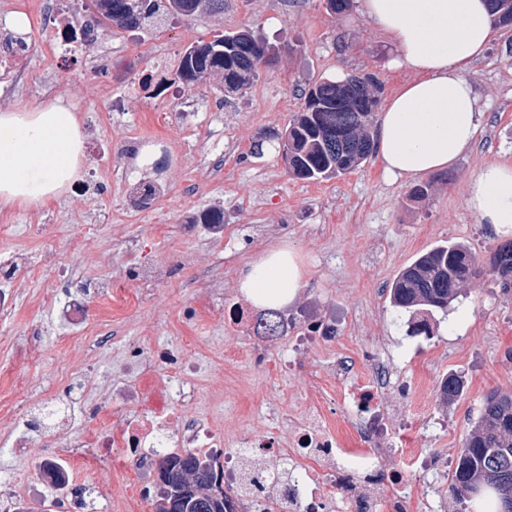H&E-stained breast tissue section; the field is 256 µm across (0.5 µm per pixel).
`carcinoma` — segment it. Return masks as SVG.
<instances>
[{"label": "carcinoma", "instance_id": "obj_1", "mask_svg": "<svg viewBox=\"0 0 512 512\" xmlns=\"http://www.w3.org/2000/svg\"><path fill=\"white\" fill-rule=\"evenodd\" d=\"M101 26L144 29L167 16L192 17L224 12V0H91ZM498 23L512 22V0H491ZM267 49L249 30L217 35L190 46L182 56L178 76L194 85L208 76L224 90L247 87L265 64ZM383 88L374 76L352 73L341 83L324 81L304 96L302 111L287 128L283 157L292 175L323 180L355 169L374 150L371 127ZM488 274L512 286V242L497 247L491 268L479 265L472 250L457 242L440 244L417 257L390 287L393 306L411 315L428 308L448 309L473 279ZM283 315L273 309L260 313L256 331L274 339L283 335ZM462 391L456 376L445 378L440 399L454 401ZM164 486L153 498L154 512H234L233 497L224 493V468L217 459L193 453L165 454L157 462ZM481 484L478 499L496 503V512H512V391H493L483 400L466 434L451 475L450 488L462 502L465 490Z\"/></svg>", "mask_w": 512, "mask_h": 512}]
</instances>
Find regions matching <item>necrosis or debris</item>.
Listing matches in <instances>:
<instances>
[{"label": "necrosis or debris", "mask_w": 512, "mask_h": 512, "mask_svg": "<svg viewBox=\"0 0 512 512\" xmlns=\"http://www.w3.org/2000/svg\"><path fill=\"white\" fill-rule=\"evenodd\" d=\"M123 357L117 405L124 418L115 417L110 395L93 398L85 387L68 383L62 393L48 396L40 416L14 423L9 431L14 447H35L51 433L66 449H115L127 471L141 478L153 470L160 449H215L232 466V479L224 489L239 512H334L338 507L343 512H377L382 505L388 512H406L405 491L383 503L377 500L379 445L388 433L382 407L384 370L351 389L349 424L364 444L355 451L344 446L341 433L322 414L297 421L284 444L225 434L216 420L197 415L184 401L198 365L189 344L156 347L141 341L129 345ZM357 476L366 488H351ZM335 481L350 488L340 504L328 495V485Z\"/></svg>", "instance_id": "1"}]
</instances>
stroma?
I'll return each instance as SVG.
<instances>
[{"mask_svg": "<svg viewBox=\"0 0 512 512\" xmlns=\"http://www.w3.org/2000/svg\"><path fill=\"white\" fill-rule=\"evenodd\" d=\"M30 21L29 78L0 91V109L63 98L76 109L87 150L80 191L45 206L0 209V250L32 264L19 309L0 314V370L13 375L17 405L37 414L61 364L92 392H104L125 346L144 336L158 344L185 339L207 363L195 381V405L226 429L284 441L288 427L277 414L295 421L321 400L347 436L340 394L350 380H369L380 359L393 383L385 405L393 437L378 458L382 475H404L411 512H492L489 501L462 504L449 484L483 398L512 388V288L489 276L473 280L447 311L427 314L429 332L420 336L411 335L409 315L392 306L389 289L404 267L439 244L464 243L486 264L501 243L468 210L466 188L483 164L512 162V26L499 28L469 74L480 130L452 170L395 180L372 155L349 174L305 181L289 174L278 138L308 87L336 69L373 74L388 94L409 78L389 69L392 48L356 8L335 14L325 0H224L223 13L172 17L148 33L99 28L73 60L50 54L54 36L42 15ZM243 28L280 50L248 87L229 94L210 77L188 88L174 82L183 92L177 100L141 90L156 45L178 59L194 43ZM142 144L165 145L159 167L137 165ZM418 183L427 193L410 199ZM147 184L165 192L137 207L133 191ZM213 210L224 214L221 240L194 229ZM86 224L97 225L94 237L84 236ZM279 243L295 251L305 282L284 317L299 330L333 319L338 334L301 350L282 337L266 341L259 363L253 340L228 329L224 315L242 297L237 280L246 265ZM185 254L194 255V265H182ZM132 258L163 267L167 277L143 288L125 275ZM58 270L84 282L73 299L85 344L56 343L63 328L46 297ZM103 282L132 290L130 302L104 312ZM24 337L38 363L21 362L16 342ZM451 374L462 377L464 389L444 403L438 390ZM408 444L430 453L434 468L414 470ZM55 451L48 442L21 457L0 443V494L25 474L31 512H47L53 488L40 465ZM82 476L88 486L111 488L112 512L138 489L135 476L95 463Z\"/></svg>", "mask_w": 512, "mask_h": 512, "instance_id": "1", "label": "stroma"}]
</instances>
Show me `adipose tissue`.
I'll return each instance as SVG.
<instances>
[{
  "instance_id": "adipose-tissue-1",
  "label": "adipose tissue",
  "mask_w": 512,
  "mask_h": 512,
  "mask_svg": "<svg viewBox=\"0 0 512 512\" xmlns=\"http://www.w3.org/2000/svg\"><path fill=\"white\" fill-rule=\"evenodd\" d=\"M359 14L392 45V67L411 73L387 99L377 157L393 178L448 170L479 132L481 107L468 77L495 36L487 0H359ZM84 134L72 106L55 99L0 111V208L44 205L81 180ZM466 204L495 236L512 237V163L493 161L470 178ZM238 286L256 306L279 308L304 282L294 250H266Z\"/></svg>"
}]
</instances>
